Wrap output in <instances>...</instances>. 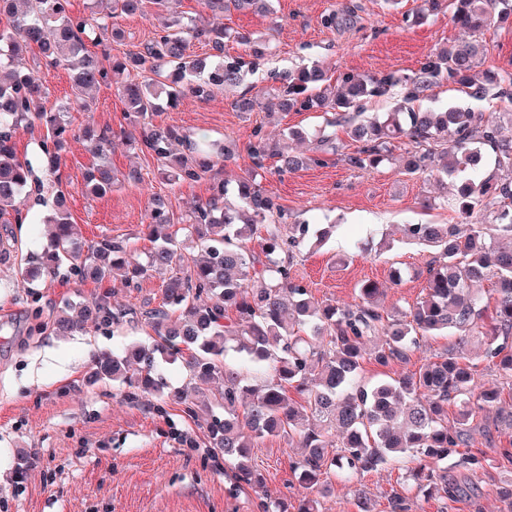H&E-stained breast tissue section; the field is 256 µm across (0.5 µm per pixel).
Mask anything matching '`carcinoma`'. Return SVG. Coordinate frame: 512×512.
Returning a JSON list of instances; mask_svg holds the SVG:
<instances>
[{
	"label": "carcinoma",
	"instance_id": "carcinoma-1",
	"mask_svg": "<svg viewBox=\"0 0 512 512\" xmlns=\"http://www.w3.org/2000/svg\"><path fill=\"white\" fill-rule=\"evenodd\" d=\"M90 14L75 16L71 0H0V15L13 19L9 32L0 31V222L23 221L22 194L32 188L31 162L18 155L14 137L34 122L47 130L42 143L47 157L45 172L59 174L61 151L75 132L67 119L74 110L91 108L87 91L118 84L126 112L143 123L135 139L141 151L176 171L183 182H197L238 152L233 142L191 140L173 127L148 126L164 102L175 104L188 94L207 98L226 87L243 85L248 73L259 69L260 47L246 55L224 54L230 33L202 18L183 21L175 10L179 0H91ZM273 0H204L212 11L255 9L272 15ZM156 7L155 36L135 52L105 65L107 49L102 35L121 36L114 20L137 13L145 5ZM451 7L453 24L470 39L431 51L411 74L348 75L343 89L333 94L324 70L304 66L296 71L272 73L273 88L283 106L297 111L315 107L341 110V123L352 152L346 161L361 170L375 169L387 161L396 140L412 144L407 151L405 174H435L455 183L448 208L475 221L467 224H408L406 240L434 252L426 269L424 297L411 308L390 314L380 305L383 291L374 283L359 288V302L339 308L312 297L294 280V249L305 240L321 245L326 229L291 224L284 234V210L262 189L256 176L265 161L277 159L282 174L309 165L326 164L325 155L339 147L331 136L320 137L311 154L293 152L291 131L273 142L257 126L244 146L251 170L236 179L235 202H228V182L211 183L210 196L196 205L187 218L175 215L166 198L151 199L149 226L165 229L162 242L138 263L129 242L105 237L88 249L76 237L63 199L42 220L53 225L52 249L42 256L46 276H65L80 283L101 282L112 270L134 263L143 278L168 272L163 302L137 310L114 307L106 297L80 302L71 314L58 318V334L135 325L140 320L154 332L149 344H134L121 353L92 354L89 380H103L134 399L142 393L159 399V415L169 402L188 400L185 392L168 390L161 372L164 364L180 363L193 387L221 377L224 390L217 396L190 401L186 413L205 428L212 448L235 463L238 485L259 487L263 477L252 448L268 436L288 439L301 449L292 463L294 479L309 494L298 512H320L313 492L327 489L344 473L362 474L383 464L406 471L428 496L454 501L467 491L468 473L482 461L466 451L475 410L500 405L504 390L483 389L475 381L468 346H483L488 365L512 381V180L495 174L479 175L480 162L491 156L499 170L512 172V138L502 135V121L512 122V74H478L483 52L482 36L512 16V0H424L414 15L427 16ZM210 47L204 58L186 54L189 42ZM37 47L46 64L73 72L72 97L52 107L32 72L17 69L28 49ZM101 51H96V48ZM148 68L156 75L139 80ZM448 82L475 101H493L489 112H474L449 105L441 112L422 108L420 101L431 87ZM399 102L390 112L363 113V101L391 90ZM238 112L259 107L252 88H244L232 102ZM114 133L101 131L95 139L100 162L86 172V188L99 195L110 189L116 175L106 161ZM188 152L172 153L174 142ZM265 234L257 236L258 226ZM198 242L204 256L197 259L187 242ZM495 280L494 305L474 291L473 285ZM456 335L454 346L419 370L373 386L361 384L364 344L379 333L383 342L371 353L381 367L405 362L409 352L426 336L446 332ZM246 355L265 378L249 383L248 374L226 362L229 345ZM458 408L448 424V405ZM467 471L458 477L448 469Z\"/></svg>",
	"mask_w": 512,
	"mask_h": 512
}]
</instances>
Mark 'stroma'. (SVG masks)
I'll use <instances>...</instances> for the list:
<instances>
[{"label":"stroma","instance_id":"1","mask_svg":"<svg viewBox=\"0 0 512 512\" xmlns=\"http://www.w3.org/2000/svg\"><path fill=\"white\" fill-rule=\"evenodd\" d=\"M421 4L422 0H399L395 5L386 0H274L272 18L239 11L214 16L213 24L232 34L224 43L227 55L246 53L239 36L265 39L266 62L247 79L260 94L261 107L250 114L235 111L231 103L238 91L229 88L208 99L185 96L177 108L155 113L153 123L242 145L255 126H263L273 139L291 128L305 135L298 150H308L322 134L327 116L318 108L281 110L266 94L271 71L316 64L336 87L349 74L411 73L433 48L463 36L447 9L422 24L408 23L407 15ZM331 12L337 13L339 22L330 28L322 19ZM118 24L122 38L108 42L115 57L136 50L155 33V22L146 15L126 16ZM485 39L482 69L512 73V22L490 31ZM22 65L47 89L50 101L70 96L68 71L46 66L38 49L29 50ZM90 99L91 111L70 112L76 136L61 154L59 179H47L42 195L49 200L56 192L65 193L70 221L86 244L106 236L124 238L138 254H145L152 246L146 235L150 198L167 196L174 212L185 216L208 197L212 179L169 183L159 175L156 159L118 138L109 155L117 183L105 196L87 194L84 175L96 155L84 128L118 132L129 126L115 88H95ZM408 147L407 140H399L388 163L367 171L351 167L337 154L326 165L285 175L277 172L275 160H267L259 176L261 186L287 211L289 223L336 227L323 248L302 243L292 267L295 280L316 300L347 306L357 302L358 290L367 281L384 288V307L391 313L422 298L423 274L432 254L403 244L402 229L407 224H453L460 217L442 205L444 191L434 177L405 174ZM132 170L140 172L141 181H128ZM50 232L47 224L0 223V512H263L264 503L301 499L303 490L292 483L290 470L297 451L287 439L259 442L254 455L264 486L237 489L232 462L207 447L203 430L183 406L169 405L162 417L154 409L155 396L127 401L111 382L89 384L95 351H115L130 341L146 340L148 327L59 336L52 330L53 321L63 315L67 303L100 295L116 304L160 305L165 276L153 274L132 288L126 270L117 269L101 289L92 282L52 276L42 281L39 301H32L23 270L30 253L46 244ZM451 343L448 336L429 337L407 362L385 368L365 361L362 380L372 385L413 372ZM21 450L28 451L30 459L27 479L18 485L13 472ZM471 450L490 463L473 482L470 495L454 501L412 496L411 512L511 508L500 490L512 480V464L488 448L481 432L473 433ZM402 481L401 471L389 465L335 479L323 500L324 512H356L360 488L378 512H391L390 498Z\"/></svg>","mask_w":512,"mask_h":512}]
</instances>
